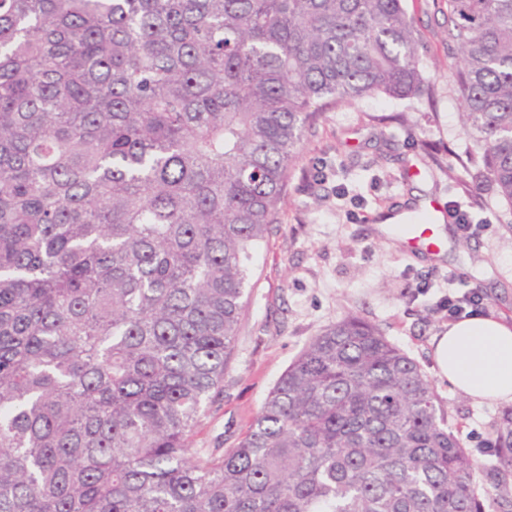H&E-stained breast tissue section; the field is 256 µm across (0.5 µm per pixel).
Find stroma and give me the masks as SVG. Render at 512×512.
Instances as JSON below:
<instances>
[{
    "mask_svg": "<svg viewBox=\"0 0 512 512\" xmlns=\"http://www.w3.org/2000/svg\"><path fill=\"white\" fill-rule=\"evenodd\" d=\"M421 43L427 92L384 94L324 112L307 134L288 178L285 203L254 259L247 310L224 371L223 392L208 404L190 445L223 454L247 432L288 365L329 324L356 316L377 327L434 379L441 408L490 485L498 460L493 423L503 404H478L434 377L432 336L444 330L442 297H481L482 314L512 320V203L486 183L451 184L472 140L459 120L448 79L456 64L448 42V0H404ZM431 199L461 209L488 230L457 243L445 235L437 257L407 251L387 216L413 219Z\"/></svg>",
    "mask_w": 512,
    "mask_h": 512,
    "instance_id": "obj_1",
    "label": "stroma"
}]
</instances>
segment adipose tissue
Listing matches in <instances>:
<instances>
[{"instance_id": "obj_1", "label": "adipose tissue", "mask_w": 512, "mask_h": 512, "mask_svg": "<svg viewBox=\"0 0 512 512\" xmlns=\"http://www.w3.org/2000/svg\"><path fill=\"white\" fill-rule=\"evenodd\" d=\"M436 375L474 402L512 403V323L477 314L434 336Z\"/></svg>"}]
</instances>
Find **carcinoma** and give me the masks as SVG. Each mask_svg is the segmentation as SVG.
<instances>
[{"label":"carcinoma","mask_w":512,"mask_h":512,"mask_svg":"<svg viewBox=\"0 0 512 512\" xmlns=\"http://www.w3.org/2000/svg\"><path fill=\"white\" fill-rule=\"evenodd\" d=\"M476 175L512 202V0H448ZM402 0H0V512H491L509 495L373 325L189 447L322 111L422 90Z\"/></svg>","instance_id":"cac0c4a2"}]
</instances>
